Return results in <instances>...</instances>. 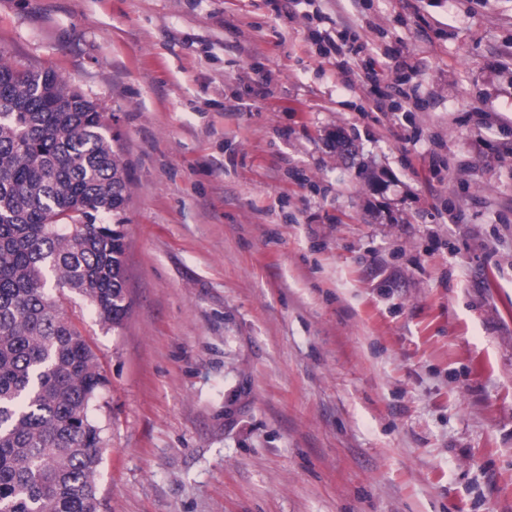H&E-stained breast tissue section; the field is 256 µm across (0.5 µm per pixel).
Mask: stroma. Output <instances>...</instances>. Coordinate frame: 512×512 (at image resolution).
<instances>
[{
	"instance_id": "obj_1",
	"label": "stroma",
	"mask_w": 512,
	"mask_h": 512,
	"mask_svg": "<svg viewBox=\"0 0 512 512\" xmlns=\"http://www.w3.org/2000/svg\"><path fill=\"white\" fill-rule=\"evenodd\" d=\"M0 55L131 180L122 327L60 294L99 512H512V0H0Z\"/></svg>"
}]
</instances>
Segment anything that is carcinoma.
<instances>
[{"mask_svg": "<svg viewBox=\"0 0 512 512\" xmlns=\"http://www.w3.org/2000/svg\"><path fill=\"white\" fill-rule=\"evenodd\" d=\"M129 185L97 103L0 58V512H97L106 378L50 289L122 326Z\"/></svg>", "mask_w": 512, "mask_h": 512, "instance_id": "1", "label": "carcinoma"}]
</instances>
